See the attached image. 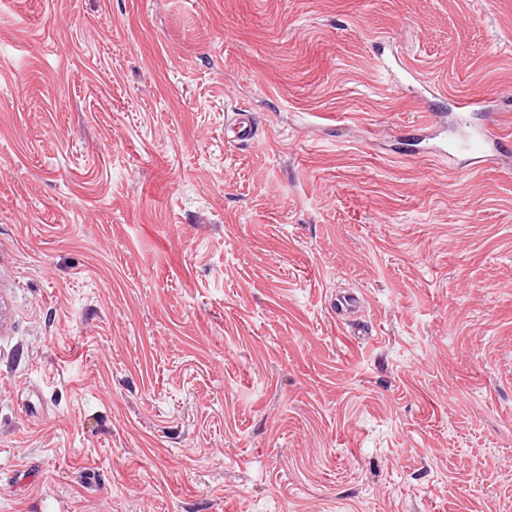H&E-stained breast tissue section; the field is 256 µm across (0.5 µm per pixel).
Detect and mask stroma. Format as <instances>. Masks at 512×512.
<instances>
[{"mask_svg": "<svg viewBox=\"0 0 512 512\" xmlns=\"http://www.w3.org/2000/svg\"><path fill=\"white\" fill-rule=\"evenodd\" d=\"M0 512H512V0H0ZM229 129L232 133V142L237 144H247L251 142L255 134V120L253 114L245 111L235 112L231 119Z\"/></svg>", "mask_w": 512, "mask_h": 512, "instance_id": "1", "label": "stroma"}]
</instances>
